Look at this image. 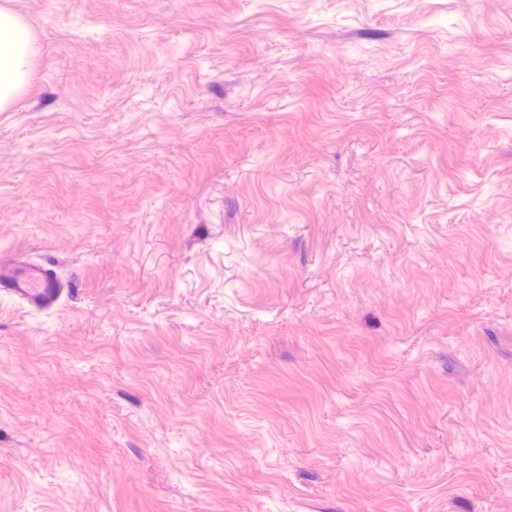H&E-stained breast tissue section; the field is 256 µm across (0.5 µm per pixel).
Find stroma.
Here are the masks:
<instances>
[{
	"label": "stroma",
	"mask_w": 512,
	"mask_h": 512,
	"mask_svg": "<svg viewBox=\"0 0 512 512\" xmlns=\"http://www.w3.org/2000/svg\"><path fill=\"white\" fill-rule=\"evenodd\" d=\"M9 0L0 512H512V0ZM0 286L38 309L54 307L65 290L52 269L43 264L20 262L16 258L1 262Z\"/></svg>",
	"instance_id": "stroma-1"
}]
</instances>
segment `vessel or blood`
Instances as JSON below:
<instances>
[{
	"label": "vessel or blood",
	"mask_w": 512,
	"mask_h": 512,
	"mask_svg": "<svg viewBox=\"0 0 512 512\" xmlns=\"http://www.w3.org/2000/svg\"><path fill=\"white\" fill-rule=\"evenodd\" d=\"M0 288L38 309L54 307L64 291L52 269L14 258L0 262Z\"/></svg>",
	"instance_id": "vessel-or-blood-1"
}]
</instances>
